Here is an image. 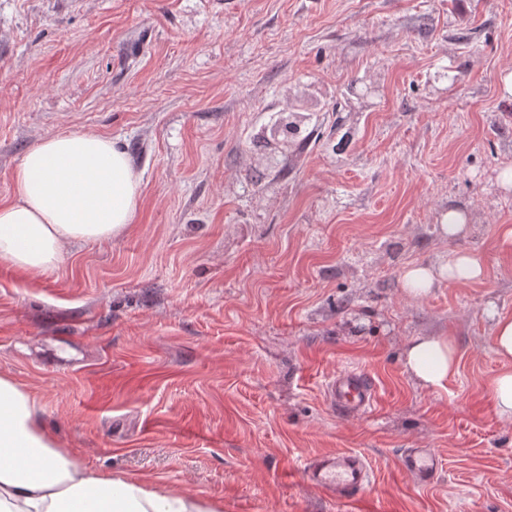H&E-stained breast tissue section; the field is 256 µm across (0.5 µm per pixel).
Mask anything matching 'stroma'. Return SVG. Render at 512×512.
<instances>
[{"label":"stroma","instance_id":"1","mask_svg":"<svg viewBox=\"0 0 512 512\" xmlns=\"http://www.w3.org/2000/svg\"><path fill=\"white\" fill-rule=\"evenodd\" d=\"M292 112L299 151L253 145ZM81 131L126 151L132 224L44 275L0 260V375L63 448L224 512H512L490 387L512 313V0H0V201L29 150ZM460 252L481 280L407 293V268ZM417 336L457 350L440 386L404 366ZM347 367L373 413L327 402ZM408 448L439 455L432 485ZM340 450L373 470L355 505L302 475ZM377 387L364 370L346 368L325 383L329 404L347 416H365L376 407ZM403 470L417 485L429 486L442 469V461L431 448H408L401 456Z\"/></svg>","mask_w":512,"mask_h":512}]
</instances>
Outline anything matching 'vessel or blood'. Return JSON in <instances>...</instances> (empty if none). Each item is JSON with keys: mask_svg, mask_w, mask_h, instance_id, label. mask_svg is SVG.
<instances>
[{"mask_svg": "<svg viewBox=\"0 0 512 512\" xmlns=\"http://www.w3.org/2000/svg\"><path fill=\"white\" fill-rule=\"evenodd\" d=\"M324 391L330 405L347 416H365L376 407V384L358 368L337 372L326 382ZM401 465L417 485L426 487L440 472L442 461L432 449L409 448L401 456ZM305 473L312 486L347 504L360 500L370 477L366 457L356 451L320 455L307 463Z\"/></svg>", "mask_w": 512, "mask_h": 512, "instance_id": "1", "label": "vessel or blood"}]
</instances>
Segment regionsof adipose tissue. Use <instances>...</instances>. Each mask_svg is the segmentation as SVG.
Segmentation results:
<instances>
[{
  "label": "adipose tissue",
  "instance_id": "1",
  "mask_svg": "<svg viewBox=\"0 0 512 512\" xmlns=\"http://www.w3.org/2000/svg\"><path fill=\"white\" fill-rule=\"evenodd\" d=\"M140 180L125 150L93 132L45 137L14 173L0 202V260L36 276L53 271L78 241H108L131 224ZM495 350L504 367L491 380L494 407L512 419V314L498 315ZM453 343L418 337L404 364L424 385L458 369ZM0 512H222L219 504L86 467L39 418L35 395L0 376Z\"/></svg>",
  "mask_w": 512,
  "mask_h": 512
}]
</instances>
